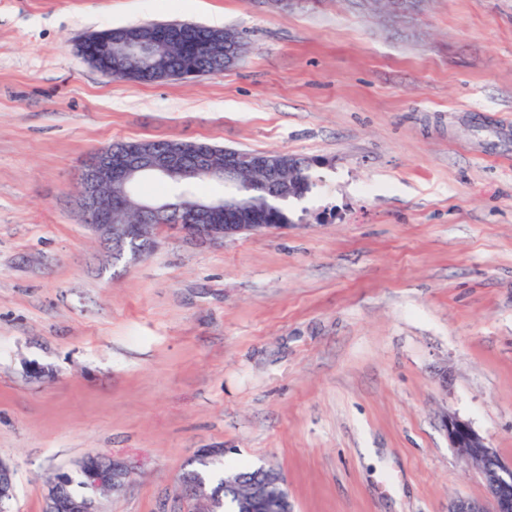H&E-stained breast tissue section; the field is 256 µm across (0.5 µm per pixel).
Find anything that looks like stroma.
Wrapping results in <instances>:
<instances>
[{
    "label": "stroma",
    "mask_w": 512,
    "mask_h": 512,
    "mask_svg": "<svg viewBox=\"0 0 512 512\" xmlns=\"http://www.w3.org/2000/svg\"><path fill=\"white\" fill-rule=\"evenodd\" d=\"M236 30L192 81L114 80L87 33ZM314 160L297 224L215 245L160 230L113 261L76 203L120 141ZM41 367L43 376L31 374ZM512 458V0H0V460L44 512L91 454L135 466L102 512H185L197 449L272 464L294 512H448L485 494L444 414Z\"/></svg>",
    "instance_id": "35a3bbf8"
}]
</instances>
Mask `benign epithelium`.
<instances>
[{
  "label": "benign epithelium",
  "instance_id": "benign-epithelium-1",
  "mask_svg": "<svg viewBox=\"0 0 512 512\" xmlns=\"http://www.w3.org/2000/svg\"><path fill=\"white\" fill-rule=\"evenodd\" d=\"M424 0H387V11L404 21L421 11ZM147 34L124 38L129 55L142 62L149 61L157 46L180 41L177 32L168 27L148 24ZM76 51L81 58L110 77L125 71V59L112 55V35L89 33L77 44ZM199 157L212 153V149L192 143L190 148H173L161 151L153 145L142 143L132 150L116 151L107 147L96 153L86 163L80 178L78 204L87 226L99 239L112 246L113 255L124 251V245L131 238L130 231L141 228L139 224H116L112 201L115 196L125 197L134 186L139 174L153 171L167 177L171 167L180 162L184 153ZM270 153H247L233 148L224 149V165L229 168L249 164L271 170ZM220 208L218 202L205 207H195L189 214L190 223L170 224L168 230L183 233L212 244H222L228 238L239 235L274 231L284 228L282 224H265L261 217L249 215L241 224H218L215 222ZM449 446L457 449L469 466L477 472L485 487V497L472 499L458 497L448 503V512H512V460L503 459L490 447L469 422L456 415H444L441 420ZM112 464L99 463L98 456L86 459L82 469L83 478L91 491L85 501H70L62 497L58 487L51 484L47 488L45 512H98V493L102 490H117L129 481L133 466L121 457H111ZM271 475L272 480L257 483L253 495L243 501L241 512H252L253 505L265 502L272 489L280 492L282 512H294L289 498L286 479L273 465L261 467ZM181 497L191 505L199 498L208 495L205 486L197 482H178ZM15 497L12 467L0 460V508L10 504Z\"/></svg>",
  "mask_w": 512,
  "mask_h": 512
}]
</instances>
